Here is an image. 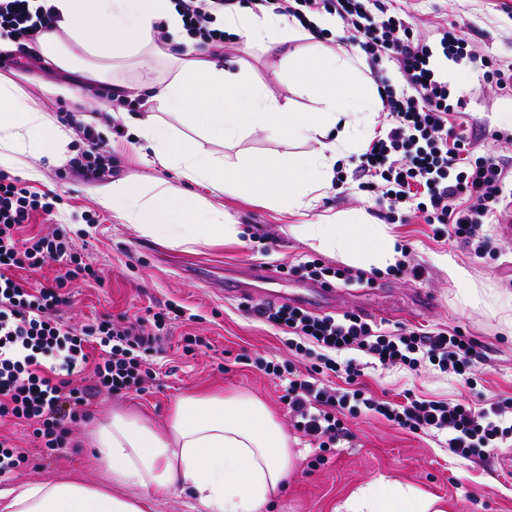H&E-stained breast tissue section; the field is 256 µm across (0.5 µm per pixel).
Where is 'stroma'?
I'll list each match as a JSON object with an SVG mask.
<instances>
[{
    "mask_svg": "<svg viewBox=\"0 0 512 512\" xmlns=\"http://www.w3.org/2000/svg\"><path fill=\"white\" fill-rule=\"evenodd\" d=\"M387 4L402 9L406 20L424 34L436 33L453 20L463 24L479 52L494 56L503 69L512 71V0H387ZM315 45V40L301 31L294 32L287 44L269 50L246 45L237 37L224 53V64L234 69L242 63L248 65L254 79L267 84L291 111L315 112L320 101L296 92V74L284 59L289 52L299 59L310 57ZM4 73L15 78L25 98L38 101L49 112H101L111 105L110 91L104 86L86 92L78 105L43 97L42 83H76L80 77L37 62L26 68L8 67ZM448 79L456 94L465 99L456 121L458 130L476 137L480 150L512 170V90L478 83L474 74L454 63L448 66ZM313 148L310 142L285 136L272 141L254 133L225 149L224 159L235 163L243 156L269 153L288 158ZM363 150V145H356L337 159L344 182L321 191L313 217L363 211L373 223L389 224L373 194L359 187L355 169ZM88 186L77 174L62 173L57 167L48 168L44 180L34 185L36 191L55 192L60 202L52 220L37 219L28 226V233L45 235L55 226L65 227L84 262L104 278L103 285L75 289L71 306L64 310L65 320L80 327L108 315L134 319L143 316L147 307L168 303L184 306L191 318L176 322L163 344L148 352L153 378L146 390L96 395L87 417L72 425L64 452L43 454L23 427L0 425V435L15 439L31 457L28 467L0 481L1 490L71 476L98 482L101 473L93 459L91 431L102 417L115 409H131L161 424L178 397L209 390L257 396L288 436L293 468L269 512H334L350 492L382 476L445 499L448 512H512V472L503 467L512 457V447L464 460L439 439L409 433L383 416L361 411L344 414L349 435L333 448L320 449L317 441L294 428L276 380L259 371L254 360L262 356L303 372L318 358L313 354L292 356L284 336L250 317L244 306L265 300L272 289L287 293L289 304L300 305L312 294L310 279L292 270L300 262L321 257L337 268L354 267L353 262L338 256L322 257L309 242L294 235L295 217L225 195L221 202L238 224L240 243L187 252L116 223L111 210L88 193ZM390 226L399 242L409 247L411 264L423 269V278L414 279L391 265L370 267L365 275L371 278V285L335 286L329 302L331 313L354 312L388 331L457 328L479 344L482 358L467 383L431 364L416 372L399 365L368 364L359 379L361 387L381 400L400 401L410 395L451 404L464 402L478 409L497 400H512V335L492 307L497 294L512 292V236L497 221H490L483 230L491 237L493 248L479 258L470 247L449 242L443 225L414 217ZM444 257L467 269L471 285L484 295V304L462 302L458 286L449 282L440 264ZM252 264L281 266L285 272L275 283H252L249 294L225 293L226 270ZM187 334L206 339V346L186 351L183 337Z\"/></svg>",
    "mask_w": 512,
    "mask_h": 512,
    "instance_id": "35a3bbf8",
    "label": "stroma"
}]
</instances>
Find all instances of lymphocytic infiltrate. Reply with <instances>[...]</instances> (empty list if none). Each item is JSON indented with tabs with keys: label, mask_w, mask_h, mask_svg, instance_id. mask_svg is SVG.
Segmentation results:
<instances>
[{
	"label": "lymphocytic infiltrate",
	"mask_w": 512,
	"mask_h": 512,
	"mask_svg": "<svg viewBox=\"0 0 512 512\" xmlns=\"http://www.w3.org/2000/svg\"><path fill=\"white\" fill-rule=\"evenodd\" d=\"M184 29L198 52L224 45V15L238 0H172ZM255 9L298 20L313 38L311 16L328 12L359 34V47L368 62H386L399 82L379 79L378 94L388 121L385 134L375 136L358 157L363 186L379 205L395 214L406 204L428 224L448 228L450 240L473 246L483 254L491 242L484 224L512 195V172L464 134L453 133L449 120L457 109L450 101L448 75L440 63L468 61L483 82L512 87L505 72L488 55L466 53L468 41L457 23L430 37L414 33L409 22L391 11L384 0H251ZM56 22L51 9L35 0H0V35L10 37L25 52ZM81 149L69 161L82 176L101 179L115 168L112 149L94 130L78 127ZM57 194L34 192L20 179L0 172V422L31 429L34 443L47 454L65 448L68 424L85 414L97 393L141 392L151 378L141 351L161 341L185 311L169 303L133 320L108 318L82 328L70 326L63 310L77 282L98 280L84 263L66 229L46 236H24L23 228L52 215ZM58 264L52 281L34 284L21 271L37 272ZM251 314L270 328L287 334L288 347L304 356L309 346L320 349L324 368L344 369L349 378L361 374L353 359L359 351L380 365L419 370L422 363L443 372L469 373L480 354L476 343L459 330L419 332L381 330L360 316H319L297 306L273 301L257 303ZM255 366L278 379L296 428L320 447L335 445L344 436L339 417L358 402L400 429L444 438L450 452L468 460L499 448L512 439V401L475 409L466 403L407 399L381 401L363 389L339 392L314 375H304L263 357ZM95 385L79 386L84 373Z\"/></svg>",
	"instance_id": "obj_1"
}]
</instances>
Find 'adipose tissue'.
I'll return each mask as SVG.
<instances>
[{"label": "adipose tissue", "mask_w": 512, "mask_h": 512, "mask_svg": "<svg viewBox=\"0 0 512 512\" xmlns=\"http://www.w3.org/2000/svg\"><path fill=\"white\" fill-rule=\"evenodd\" d=\"M56 30L39 40L43 64L77 71L91 82L113 86L119 56L164 58L171 77L155 86L150 73L139 85L149 93L145 112L132 122L139 161L173 172L174 181L134 184L115 179L94 189L95 199L119 223L172 247L191 250L236 242L238 230L210 195L246 193L271 208L304 216L315 207L318 188L328 186L340 153L370 133L374 96L357 50L321 47L297 79L302 94L319 97L316 112H292L245 68L193 50L172 53L154 40L158 29L181 32L170 0H49ZM224 26L247 41L285 42L291 25L270 11L236 7ZM82 46L77 59L68 42ZM258 131L275 139L288 133L316 147L298 165L275 154L228 164L219 149ZM71 131L19 87L0 76V169L38 182L39 160L59 166L70 158ZM209 197H202L201 189ZM299 233L330 255L363 264L394 263L399 252L387 225L364 213L348 220L322 218L299 225ZM95 463L104 479L88 483L62 478L24 483L0 491V512H148L153 500L176 490L190 493L201 512H266L293 466L288 437L255 396L191 393L178 398L165 426L139 412L115 411L91 433ZM336 512H447L439 498L398 481L358 487Z\"/></svg>", "instance_id": "ef3b65f1"}]
</instances>
